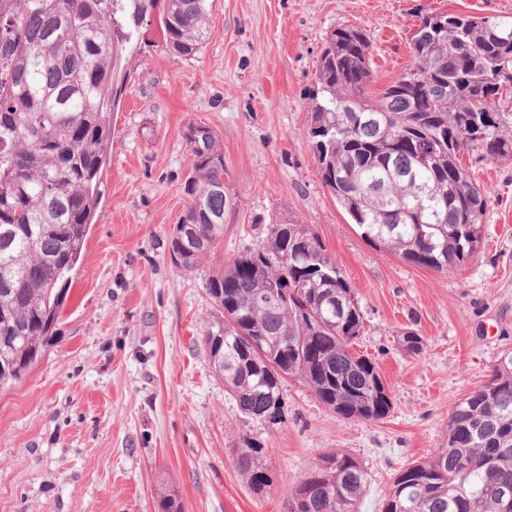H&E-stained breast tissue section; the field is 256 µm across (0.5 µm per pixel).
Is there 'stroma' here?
Returning <instances> with one entry per match:
<instances>
[{
    "instance_id": "35a3bbf8",
    "label": "stroma",
    "mask_w": 512,
    "mask_h": 512,
    "mask_svg": "<svg viewBox=\"0 0 512 512\" xmlns=\"http://www.w3.org/2000/svg\"><path fill=\"white\" fill-rule=\"evenodd\" d=\"M424 10L512 15V0H213L193 58L171 53L151 23L124 62L103 197L56 333L0 388V512H158L164 490L182 512H284L295 482L336 449L369 471L361 512H381L394 473L442 447L453 407L512 349V163L463 154L486 195L483 243L438 273L360 236L307 139L330 31L367 29L377 95L408 68ZM193 122L218 134L238 207L211 257L184 272L167 246L188 203ZM275 218L309 225L353 288L366 318L354 350L390 389L386 419H341L288 379L283 421L250 420L213 374L206 281ZM407 328L423 337L421 354L399 347ZM245 436L263 446L261 495L235 466Z\"/></svg>"
}]
</instances>
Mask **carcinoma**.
<instances>
[{
	"label": "carcinoma",
	"mask_w": 512,
	"mask_h": 512,
	"mask_svg": "<svg viewBox=\"0 0 512 512\" xmlns=\"http://www.w3.org/2000/svg\"><path fill=\"white\" fill-rule=\"evenodd\" d=\"M168 50L192 57L210 35L211 0H0V367L23 374L57 320L101 197L123 55L156 8ZM418 26L411 64L377 98L371 40L332 30L316 66L308 138L324 185L361 236L401 260L446 273L481 244L484 194L463 149L512 158L495 109L512 84V16L439 14ZM189 201L168 253L191 271L215 251L237 203L213 128L187 126ZM206 291L217 316L202 336L214 374L249 419L282 417V383L308 387L345 420L379 421L393 404L376 365L351 347L364 315L307 224L275 222L266 240L219 265ZM401 349L424 340L406 329ZM237 469L262 494L270 480L245 438ZM367 470L330 451L288 493L286 512H360ZM512 362L451 411L445 446L401 468L381 512H512Z\"/></svg>",
	"instance_id": "cac0c4a2"
}]
</instances>
